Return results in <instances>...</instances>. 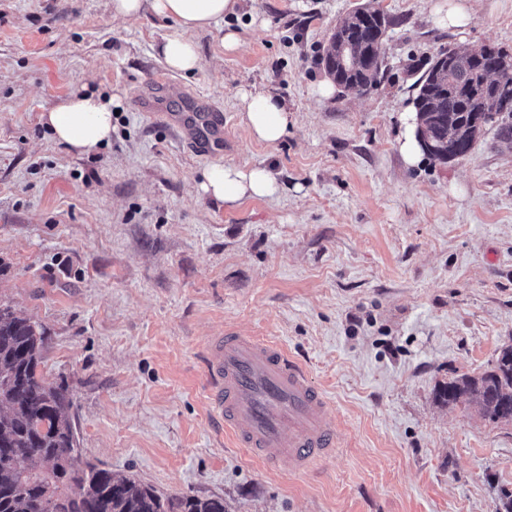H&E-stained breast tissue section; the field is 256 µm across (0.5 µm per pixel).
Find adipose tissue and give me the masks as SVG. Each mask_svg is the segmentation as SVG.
<instances>
[{"instance_id": "ef3b65f1", "label": "adipose tissue", "mask_w": 512, "mask_h": 512, "mask_svg": "<svg viewBox=\"0 0 512 512\" xmlns=\"http://www.w3.org/2000/svg\"><path fill=\"white\" fill-rule=\"evenodd\" d=\"M241 0H112V15L120 19L138 18L144 11L172 23L159 54L167 67L191 74L201 67L193 39L195 32L219 26L226 16L236 14ZM117 95L77 91L47 107L41 115L44 126L67 152L89 155L112 140L114 106ZM240 106L251 136L275 145L288 134L291 115L283 98L269 91L242 92ZM202 196L215 202L235 205L249 197H274L280 186L267 168H240L213 164L207 167L199 185Z\"/></svg>"}]
</instances>
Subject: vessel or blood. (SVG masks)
<instances>
[{"instance_id": "obj_1", "label": "vessel or blood", "mask_w": 512, "mask_h": 512, "mask_svg": "<svg viewBox=\"0 0 512 512\" xmlns=\"http://www.w3.org/2000/svg\"><path fill=\"white\" fill-rule=\"evenodd\" d=\"M184 113L167 114L187 148L204 155L224 141V116L191 96ZM208 402L238 447L264 464L310 469L332 453L328 403L307 371L280 345L233 331L212 338L204 356Z\"/></svg>"}]
</instances>
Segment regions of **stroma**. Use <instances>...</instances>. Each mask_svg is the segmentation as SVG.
I'll return each mask as SVG.
<instances>
[{
	"label": "stroma",
	"mask_w": 512,
	"mask_h": 512,
	"mask_svg": "<svg viewBox=\"0 0 512 512\" xmlns=\"http://www.w3.org/2000/svg\"><path fill=\"white\" fill-rule=\"evenodd\" d=\"M243 0L198 32L201 68L172 74L224 113V144L187 149L140 104L160 99L170 21L114 19L110 0H0V301L45 332L39 371L66 383L83 462L227 512H500L512 423L437 403L512 344V142L406 164L403 110L427 57L512 53V0ZM399 18L365 94L315 95L336 21L363 4ZM240 45L225 49V32ZM121 97L111 143L68 153L40 122L79 89ZM278 94L293 124L255 141L239 95ZM265 167L282 190L200 198L212 164ZM233 328L280 343L329 402L337 448L271 470L234 446L205 396L203 348ZM448 10L442 7H436L435 15L438 22L442 24L462 25L469 18V6L466 1L469 0H448ZM463 1V2H461Z\"/></svg>",
	"instance_id": "stroma-1"
}]
</instances>
